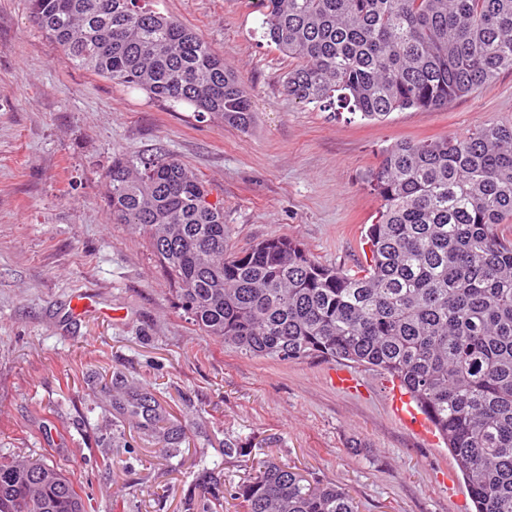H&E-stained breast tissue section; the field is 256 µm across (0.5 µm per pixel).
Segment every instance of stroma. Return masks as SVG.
Segmentation results:
<instances>
[{
  "mask_svg": "<svg viewBox=\"0 0 512 512\" xmlns=\"http://www.w3.org/2000/svg\"><path fill=\"white\" fill-rule=\"evenodd\" d=\"M153 6L249 87V131L69 63L26 0H0V455L63 465L88 512H184L210 480L247 476L224 453L235 441L346 488L360 512H471L445 444L394 413L383 374L355 367L360 388L344 391L336 363L252 358L193 326L143 232L113 223L105 175L117 153L181 160L234 248L288 235L349 269L380 206L362 182L380 150L512 124V72L447 108L368 121L288 97L294 61L264 38L258 0ZM80 296L92 305L76 315ZM143 392L159 417L132 414Z\"/></svg>",
  "mask_w": 512,
  "mask_h": 512,
  "instance_id": "1",
  "label": "stroma"
}]
</instances>
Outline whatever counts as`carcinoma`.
<instances>
[{
    "mask_svg": "<svg viewBox=\"0 0 512 512\" xmlns=\"http://www.w3.org/2000/svg\"><path fill=\"white\" fill-rule=\"evenodd\" d=\"M148 0H27L72 64L246 131L250 93L191 27ZM263 37L297 64L288 96L382 120L438 110L512 71V0H262ZM112 220L143 231L178 304L254 358L336 360L396 381L448 446L475 512H512V125L397 142L366 175L380 209L354 270L297 239L229 247L224 207L189 167L155 158L106 174ZM358 512L342 487L274 458L212 483L186 512ZM0 512H87L40 457L0 458Z\"/></svg>",
    "mask_w": 512,
    "mask_h": 512,
    "instance_id": "cac0c4a2",
    "label": "carcinoma"
}]
</instances>
